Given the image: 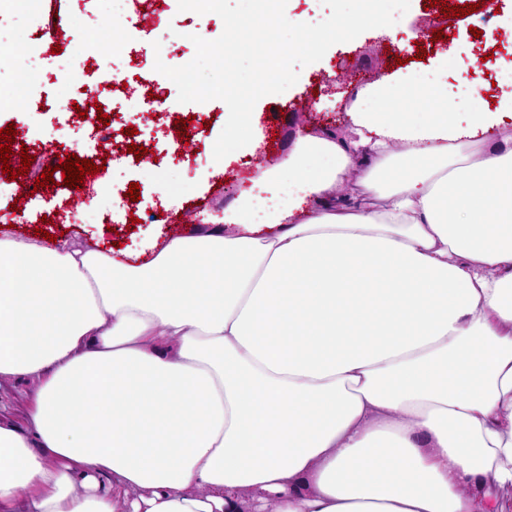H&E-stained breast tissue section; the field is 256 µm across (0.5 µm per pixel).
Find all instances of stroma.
Here are the masks:
<instances>
[{
    "mask_svg": "<svg viewBox=\"0 0 512 512\" xmlns=\"http://www.w3.org/2000/svg\"><path fill=\"white\" fill-rule=\"evenodd\" d=\"M445 5H432L431 0H411L406 14L404 32L389 38L379 29H370L352 41L333 45L323 58L306 67L304 83L290 89L288 95L271 94L255 105L251 124L259 146L248 161L221 167L213 157L214 144L224 127V103L215 99L204 103H182L174 83L163 84V96L171 113L163 120L144 122L138 114L120 112L123 93L113 88L106 94L107 109L115 110L113 148L125 141L149 145L157 161L145 168L136 165L132 154L124 153L118 172L105 169L95 176L97 184L111 185L113 208H104L97 201L86 203L92 211L91 223H65L57 214L59 202L48 199L41 191L30 196L26 210L17 212L11 205L18 188L35 182L43 170L52 169L54 160L69 154L89 156L88 143L94 132L92 124L73 127L68 113L54 111L61 98L76 99L69 84L58 81L44 85L38 93L23 90L28 109L14 111L11 97L15 93L17 75L0 71V94L6 101L0 105V129L9 124H26L30 133L24 146H13L9 164L20 168L22 154L32 158L30 171L17 179L0 174V220H12L13 234L34 238L36 229L53 235H64L79 245L103 250L115 245H130L152 231L164 236L193 235L196 226L223 217L229 202L225 184L252 175L257 166H272L284 159L295 142L297 132H316L325 127L337 130L350 123L348 101L357 90L398 69L400 60L420 57L429 65L439 53L448 55V81H477L482 101H490L500 92L495 82L504 63L512 61V0H500L494 15L484 10L460 16L446 15ZM106 0H39L38 9H21L8 0L4 13V30L9 39L26 40L37 26L51 18H62L66 35L73 39L94 41L107 39L108 33L99 25L102 13L109 11ZM443 30L442 39L421 41V34ZM224 23L214 13L203 15L179 10L177 0H137L125 17L122 43L115 50L118 64L126 67L129 76L153 77L156 61L155 44L166 45L165 62L182 66L195 56L191 35L202 32L220 37ZM189 135L195 142L193 151L174 154L173 139L177 133ZM178 193L177 204L164 201L156 188L157 181ZM138 183L139 200L128 197L130 183Z\"/></svg>",
    "mask_w": 512,
    "mask_h": 512,
    "instance_id": "stroma-1",
    "label": "stroma"
}]
</instances>
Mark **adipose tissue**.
I'll return each instance as SVG.
<instances>
[{
  "instance_id": "adipose-tissue-1",
  "label": "adipose tissue",
  "mask_w": 512,
  "mask_h": 512,
  "mask_svg": "<svg viewBox=\"0 0 512 512\" xmlns=\"http://www.w3.org/2000/svg\"><path fill=\"white\" fill-rule=\"evenodd\" d=\"M358 91L222 222L0 233V512H512V62Z\"/></svg>"
}]
</instances>
